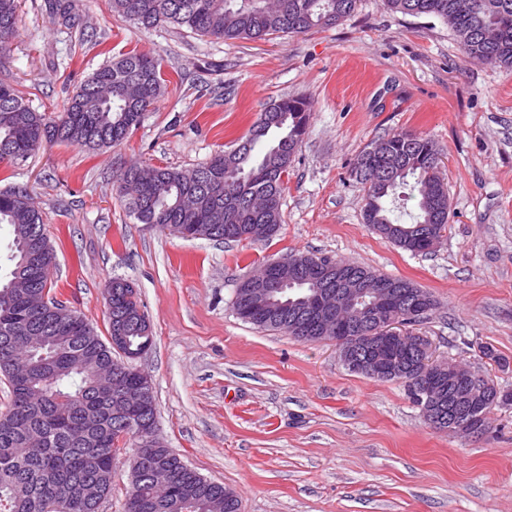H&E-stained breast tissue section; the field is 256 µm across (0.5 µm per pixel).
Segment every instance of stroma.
I'll use <instances>...</instances> for the list:
<instances>
[{"label": "stroma", "mask_w": 512, "mask_h": 512, "mask_svg": "<svg viewBox=\"0 0 512 512\" xmlns=\"http://www.w3.org/2000/svg\"><path fill=\"white\" fill-rule=\"evenodd\" d=\"M79 43L48 0H20L18 34L0 79L31 107L60 115L112 58L162 61L164 93L123 144L101 154L55 142L0 190L25 187L57 254L51 290L107 336L104 288L135 283L154 344L136 359L157 403L160 435L208 480L237 492L242 512H512V409L490 429H432L403 384L349 371L335 343L260 331L232 310L238 282L288 253L361 263L431 292L415 325L435 356L483 369L512 391V71L465 59L441 21L359 0L340 24L266 41L145 29L111 0H74ZM303 98L310 122L269 240L183 239L137 223L114 175L133 164L196 167L234 148L272 101ZM395 132L432 139L448 184V229L415 255L363 221L356 156ZM491 344L506 366L479 358Z\"/></svg>", "instance_id": "1"}]
</instances>
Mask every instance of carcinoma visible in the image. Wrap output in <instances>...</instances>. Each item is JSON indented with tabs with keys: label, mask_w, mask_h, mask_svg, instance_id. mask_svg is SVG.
<instances>
[{
	"label": "carcinoma",
	"mask_w": 512,
	"mask_h": 512,
	"mask_svg": "<svg viewBox=\"0 0 512 512\" xmlns=\"http://www.w3.org/2000/svg\"><path fill=\"white\" fill-rule=\"evenodd\" d=\"M359 0H112V11L144 28L172 23L215 39H264L300 35L334 27L351 16ZM397 13L430 16L449 24L466 57L512 69V0H385ZM18 0H0V55L16 37ZM162 62L149 53H130L97 69L79 86L64 111L52 120L32 110L17 85L0 80V163L19 164L45 142L75 143L96 152L120 145L137 128L164 90ZM310 118L302 98L281 99L265 108L236 148L198 165L200 179L188 183L185 171L157 167L146 179L141 166L116 176L117 191L140 224L185 225L193 238L257 242L275 236L284 223L281 173L291 169ZM439 150L427 137L389 134L371 143L352 164L365 190L364 221L377 234L411 253H428L423 232L448 226V189L439 170ZM408 190L416 212L402 223L392 218L398 190ZM26 188L0 191V225L9 227L11 270L0 280V375L12 401L0 414V512H96L87 494L106 497L112 489L114 461L139 440L128 435V414L120 391L102 390L95 367L132 362L145 353L153 335L148 316L131 282L114 278L105 288L108 334L126 344L83 339L91 324L50 295L57 265L46 217L29 207ZM295 261H333L347 272L378 277L360 264L305 253ZM406 298L433 296L410 280L391 278ZM259 278L244 277L235 289V315L261 330L284 333L304 343L324 341L267 314L281 298L264 294ZM351 351H374L370 325L358 322ZM50 329L64 342L31 345L29 337ZM395 373L407 384L412 351L391 349ZM179 454L164 446L134 455L124 512H240L237 493L196 477L178 465Z\"/></svg>",
	"instance_id": "1"
}]
</instances>
